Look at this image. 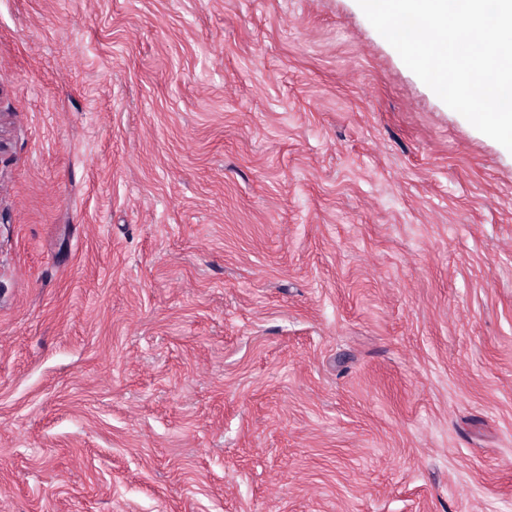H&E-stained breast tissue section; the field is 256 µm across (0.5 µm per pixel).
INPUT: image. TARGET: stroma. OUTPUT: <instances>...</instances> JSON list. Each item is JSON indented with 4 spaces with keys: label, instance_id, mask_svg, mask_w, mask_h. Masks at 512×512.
Listing matches in <instances>:
<instances>
[{
    "label": "stroma",
    "instance_id": "1",
    "mask_svg": "<svg viewBox=\"0 0 512 512\" xmlns=\"http://www.w3.org/2000/svg\"><path fill=\"white\" fill-rule=\"evenodd\" d=\"M0 512H512V152L357 0H0Z\"/></svg>",
    "mask_w": 512,
    "mask_h": 512
}]
</instances>
